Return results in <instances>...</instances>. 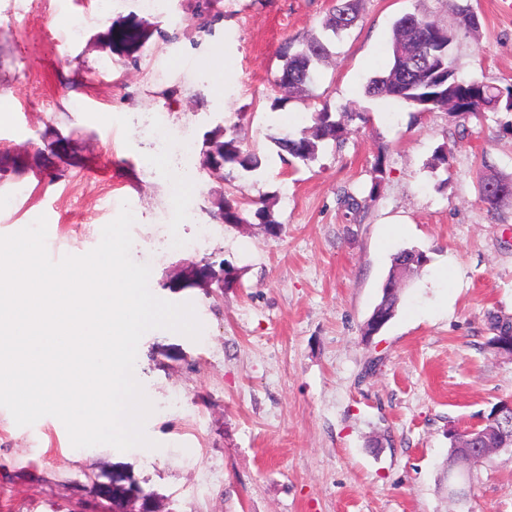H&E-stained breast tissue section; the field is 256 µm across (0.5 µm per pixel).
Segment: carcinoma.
I'll list each match as a JSON object with an SVG mask.
<instances>
[{"instance_id":"cac0c4a2","label":"carcinoma","mask_w":512,"mask_h":512,"mask_svg":"<svg viewBox=\"0 0 512 512\" xmlns=\"http://www.w3.org/2000/svg\"><path fill=\"white\" fill-rule=\"evenodd\" d=\"M360 0H338L324 22V28L338 35L349 29L359 15ZM479 20L475 12L469 8L456 9V27L448 28L438 22L415 14H404L394 23V35L391 47V58L388 68L380 75L372 78L367 85L366 93L372 97H391L414 108V112H435L448 110V97L455 91L470 89L472 79H460L461 86L453 91L449 89L448 79L436 82L430 74H419L410 82L402 80V71L407 61L422 53L438 56L443 59L445 68H453L450 59L448 36H456V30L467 32L478 29ZM144 36L137 24H129L112 28V47L119 50H130L138 46ZM328 54V46L319 38H310L301 44L296 51L286 45L279 51L283 64L278 82L287 89H303L313 82L315 66ZM483 94L465 100L452 115L477 114L485 110L508 112L512 110V88H501L487 82H481ZM345 127L332 118L327 104L314 108L312 125L304 128L297 135H286L275 139L280 157L287 155L302 161L315 158L320 146L334 141H344ZM210 149L203 152L202 167L208 171L224 170L226 165H237L246 171L259 167L258 156L244 148L243 141L233 133L217 128L210 133ZM481 198L492 206L504 201H512V180L505 181L496 177L482 179L480 186ZM256 209L251 210L242 203L228 198L218 201V219L224 224H246L252 215L259 223L272 228L270 235L276 236L281 231L279 222L270 207L263 201L252 202ZM427 263V256L419 250H403L393 259L392 268L384 284L383 295L374 308V312L383 320L388 321L398 307L400 295L397 283L420 271ZM512 436V421L498 420L489 425L484 434L482 446L495 447L505 437Z\"/></svg>"}]
</instances>
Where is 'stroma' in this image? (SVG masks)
<instances>
[{"instance_id": "35a3bbf8", "label": "stroma", "mask_w": 512, "mask_h": 512, "mask_svg": "<svg viewBox=\"0 0 512 512\" xmlns=\"http://www.w3.org/2000/svg\"><path fill=\"white\" fill-rule=\"evenodd\" d=\"M96 3L0 0V235L43 215L48 252L82 255L129 203L132 260L150 265L154 296L193 304L202 333L154 329L139 342L154 455L76 448L59 419L19 426L0 407V512H109L91 487L117 466L162 512H456L448 430L512 400V358L487 346L491 317L512 320V203L479 194L483 175L512 177V131L503 112L417 115L366 87L390 62L398 17L451 26L457 5L480 23L451 47L459 76L512 85V12L499 0H361L335 38L324 28L332 0H211L218 21L199 38L198 0H169L163 15L138 0ZM130 22L145 34L131 57L107 38ZM313 36L329 55L307 90L288 92L278 51ZM319 100L356 113L343 144L280 158L276 138L309 126ZM150 112L189 130L185 163L151 161ZM218 127L236 129L261 166L211 179L201 157ZM441 146L444 170L431 166ZM347 193L369 197L367 212L349 213ZM225 195L266 200L280 235L222 224L214 200ZM186 202L191 224L177 211ZM407 248L428 262L364 339ZM201 261L239 268L240 284L168 288ZM470 486L468 512H512V452L475 469Z\"/></svg>"}]
</instances>
